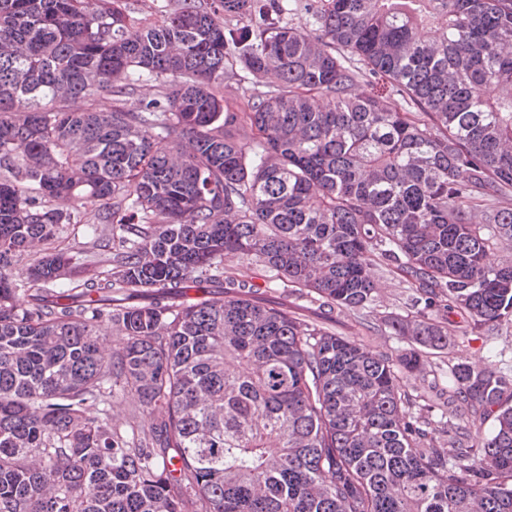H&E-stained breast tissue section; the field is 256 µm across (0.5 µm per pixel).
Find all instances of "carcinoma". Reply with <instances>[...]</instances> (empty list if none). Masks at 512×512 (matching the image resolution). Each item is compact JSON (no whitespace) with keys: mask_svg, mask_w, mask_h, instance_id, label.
Returning <instances> with one entry per match:
<instances>
[{"mask_svg":"<svg viewBox=\"0 0 512 512\" xmlns=\"http://www.w3.org/2000/svg\"><path fill=\"white\" fill-rule=\"evenodd\" d=\"M132 20L0 0V512H512V379L457 362L442 404L401 385L450 317L482 340L512 323V0ZM362 66L408 108L352 94ZM239 67L277 80L243 111L220 92ZM151 77L172 81L125 109ZM99 89L109 112L58 106ZM87 201L109 231L91 267L48 248ZM234 257L342 312L394 267L422 306L385 319L410 349L224 295Z\"/></svg>","mask_w":512,"mask_h":512,"instance_id":"1","label":"carcinoma"}]
</instances>
